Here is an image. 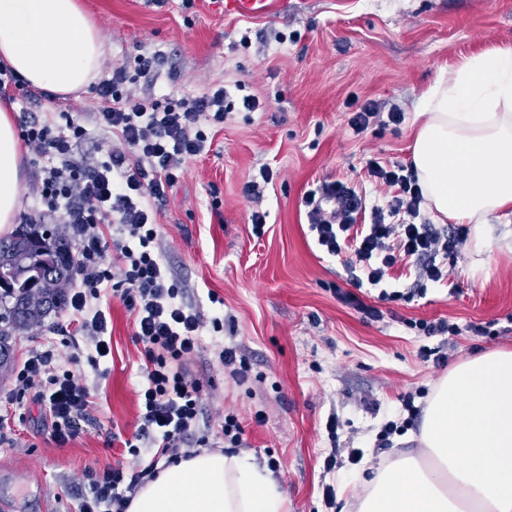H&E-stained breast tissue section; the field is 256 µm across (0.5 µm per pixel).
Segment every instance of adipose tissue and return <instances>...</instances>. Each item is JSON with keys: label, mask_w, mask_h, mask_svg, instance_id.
I'll use <instances>...</instances> for the list:
<instances>
[{"label": "adipose tissue", "mask_w": 512, "mask_h": 512, "mask_svg": "<svg viewBox=\"0 0 512 512\" xmlns=\"http://www.w3.org/2000/svg\"><path fill=\"white\" fill-rule=\"evenodd\" d=\"M103 54L77 0H0V63L66 95L87 86ZM412 163L438 223L491 237L489 214L512 210V44L442 71L414 117ZM23 152L0 105V232L24 190ZM409 452L392 453L365 484L356 512H512V351L459 363L436 386ZM126 512H287L267 467L234 452L201 451L163 468Z\"/></svg>", "instance_id": "1"}]
</instances>
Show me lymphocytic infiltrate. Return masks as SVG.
I'll use <instances>...</instances> for the list:
<instances>
[{
  "mask_svg": "<svg viewBox=\"0 0 512 512\" xmlns=\"http://www.w3.org/2000/svg\"><path fill=\"white\" fill-rule=\"evenodd\" d=\"M126 81L124 68L118 67L95 86L101 102L96 122L118 135L124 150L106 151L90 163L76 159L75 150L88 131L70 115L60 127L35 119L21 126L25 148L41 164L39 211L23 221L33 224L38 217L59 215L77 242L76 287L70 297L76 324L59 323L53 331L74 347L89 339L93 349L74 354L65 366L58 364L53 348L31 350L16 369L5 402L15 404L29 396L47 407L45 433L57 446L80 434L93 409L83 370L98 368L104 348L111 345L108 317L97 306L105 291L136 311V337L142 345L146 384L139 394L140 424L123 446L130 455H139V443L148 436L155 452L134 472L120 465L93 471L80 512H125L130 494L143 479L156 477L160 461L177 462L184 439L196 431L203 390L188 368L203 345L202 323L181 301V291L161 259L153 204L177 183L186 161L204 153L208 135L202 124L223 123L229 92L220 85L161 108L125 92ZM368 173L391 188L387 210H367L361 195L336 182L323 184L319 194H308L306 203L318 246L343 257L354 286L340 293V300L376 319L379 309L365 303L357 288L380 285L386 270L402 261L415 263L420 280L440 282L445 274L438 256L456 254L467 233L418 223L423 198L413 168L376 162ZM365 212L372 215L370 223H359ZM112 223L123 235L115 243L102 231ZM113 263L120 265L121 278L111 273Z\"/></svg>",
  "mask_w": 512,
  "mask_h": 512,
  "instance_id": "lymphocytic-infiltrate-1",
  "label": "lymphocytic infiltrate"
}]
</instances>
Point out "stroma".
Returning a JSON list of instances; mask_svg holds the SVG:
<instances>
[{
  "label": "stroma",
  "instance_id": "35a3bbf8",
  "mask_svg": "<svg viewBox=\"0 0 512 512\" xmlns=\"http://www.w3.org/2000/svg\"><path fill=\"white\" fill-rule=\"evenodd\" d=\"M80 2L104 42L98 78L124 67L126 90L163 104L223 85L234 104L222 125L207 127L205 153L185 165L156 214L163 262L203 322L205 346L189 364L203 383L199 435L208 449L235 447L270 466L288 512H355L365 479L391 451L412 447L404 435L386 446L379 440L385 422L403 420V396L433 391L467 358L512 350V246L499 236L479 249L466 242L444 258L446 281L420 289L415 270L398 263L380 287L364 286V301L383 312L369 319L337 299V289L349 287L343 260L317 246L304 198L340 181L356 186L367 206L386 205L391 192L369 180L368 164H410L423 95L442 68L512 44V0H268L266 12L252 17L225 15L223 0ZM147 57L155 60L148 72ZM246 95L262 109H243ZM369 100L397 105L403 121L354 132L349 120ZM12 106L19 123L72 113L88 130L80 158L124 148L96 126L92 88L42 103L19 97ZM265 166L272 180L249 193ZM255 211L266 215L258 232ZM384 290L401 297L380 300ZM99 305L111 316L112 354L85 372L95 406L79 436L57 447L42 434L38 404L0 405V512H79L90 470L118 462L136 470L153 453L146 438L140 456L122 447L138 427L146 382L135 315L109 291ZM69 317L53 312L16 332L0 391L11 388L34 348L50 346L70 360L72 348L52 332ZM442 321L455 333L424 332ZM219 342L247 365L245 381L220 364ZM425 346L440 359H423ZM229 413L242 428L235 446L220 429ZM332 415L333 436L325 428ZM354 451L362 455L356 463Z\"/></svg>",
  "mask_w": 512,
  "mask_h": 512
}]
</instances>
